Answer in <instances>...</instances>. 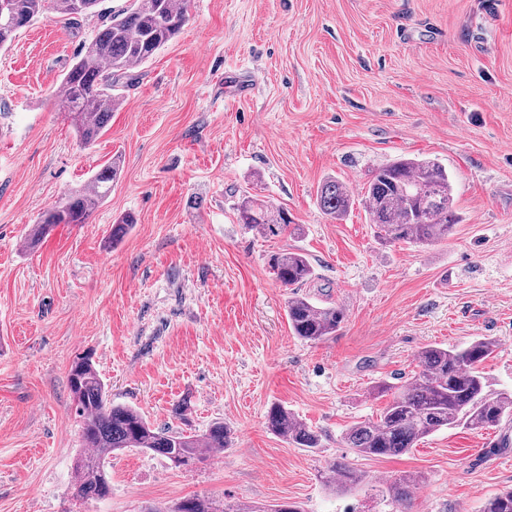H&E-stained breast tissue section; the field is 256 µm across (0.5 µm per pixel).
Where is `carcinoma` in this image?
I'll return each instance as SVG.
<instances>
[{"instance_id": "cac0c4a2", "label": "carcinoma", "mask_w": 512, "mask_h": 512, "mask_svg": "<svg viewBox=\"0 0 512 512\" xmlns=\"http://www.w3.org/2000/svg\"><path fill=\"white\" fill-rule=\"evenodd\" d=\"M101 0H0V48L12 43L15 33L40 16L54 15L72 21L97 13ZM187 21L186 0H134V7L114 13L85 46V53L64 76L65 92L58 109L73 126L79 140L94 143L103 133L120 104L112 93L118 73L141 65L171 41ZM119 163L95 172L88 184L48 208L27 237L36 247L58 224H86L93 210L107 196L118 177ZM322 211L342 219L352 204L346 186L328 179L318 188ZM364 205L370 223L386 242L432 245L448 239L460 217L454 207L448 169L434 159L398 158L378 165L364 190ZM238 222L276 233L291 226L287 214L246 196L237 208ZM136 219L126 214L112 225V243L128 233ZM268 265L285 288H300L313 278L307 257L281 250L270 255ZM288 326L298 338L319 342L336 333L345 319L337 306L320 307L308 297L293 294L287 300ZM497 342L479 337L464 347L428 345L417 352V370L398 389L379 416L358 421L343 435L345 447L361 457L398 456L421 439L442 429L463 426L469 430L495 427L512 416V393L487 390L481 364L494 353ZM76 415L81 419L83 451L74 465L73 496L101 500L112 493L109 459L118 451L138 449L171 461L176 467L207 451L220 455L229 447L231 430L215 420L205 432L185 435L152 426L136 408L114 405L97 371L92 353L77 357L68 374ZM267 427L297 448L319 447L318 435L292 412L274 404L267 413ZM332 484L352 488L362 474L335 463ZM418 483L415 476L392 482L388 492L403 505ZM165 512H255L244 504L221 505L213 500L190 497ZM483 512H512V486L489 498Z\"/></svg>"}]
</instances>
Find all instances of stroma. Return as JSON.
Here are the masks:
<instances>
[{
  "label": "stroma",
  "instance_id": "35a3bbf8",
  "mask_svg": "<svg viewBox=\"0 0 512 512\" xmlns=\"http://www.w3.org/2000/svg\"><path fill=\"white\" fill-rule=\"evenodd\" d=\"M101 17H40L0 49V512H163L183 498L302 512H481L512 486V417L444 429L395 457H360L341 435L374 418V394L416 369L423 347L496 340L490 390L512 391V0H190L179 34L116 81L106 132L82 144L56 109L63 76ZM253 92L234 94L237 80ZM446 166L461 217L448 240L381 242L363 187L378 164ZM117 161L85 224L24 242L41 213ZM344 219L320 209L327 178ZM283 208L299 233L237 221L243 194ZM136 224L117 246L115 222ZM305 253L301 292L340 305L320 342L293 336L289 289L268 267ZM93 351L114 403L158 427L231 448L177 467L114 454L112 493L71 495L80 453L68 386ZM281 404L321 437L307 451L269 431ZM363 475L328 487L329 466ZM421 475L408 507L388 485ZM317 195L322 211L334 220H341L352 204V196L346 186L335 179L323 182Z\"/></svg>",
  "mask_w": 512,
  "mask_h": 512
}]
</instances>
